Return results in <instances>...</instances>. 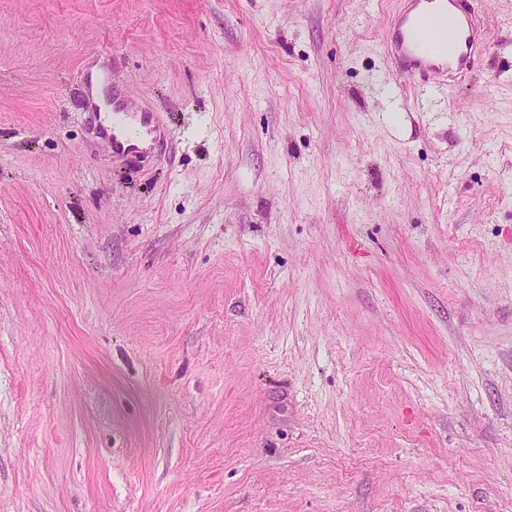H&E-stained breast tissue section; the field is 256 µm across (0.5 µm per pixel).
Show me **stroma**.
<instances>
[{"label":"stroma","mask_w":512,"mask_h":512,"mask_svg":"<svg viewBox=\"0 0 512 512\" xmlns=\"http://www.w3.org/2000/svg\"><path fill=\"white\" fill-rule=\"evenodd\" d=\"M398 7L0 0V512H512V0ZM483 17L473 0H401L385 32L397 73L425 87L431 74L465 77L484 50ZM427 41L436 49L426 48ZM102 133L112 142V153L154 152L160 140L159 121L150 112H130L126 103L112 92V113Z\"/></svg>","instance_id":"obj_1"}]
</instances>
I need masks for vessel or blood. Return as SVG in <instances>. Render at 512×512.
I'll use <instances>...</instances> for the list:
<instances>
[{
	"label": "vessel or blood",
	"instance_id": "vessel-or-blood-1",
	"mask_svg": "<svg viewBox=\"0 0 512 512\" xmlns=\"http://www.w3.org/2000/svg\"><path fill=\"white\" fill-rule=\"evenodd\" d=\"M483 17L473 0H401L385 32V47L397 73L426 85L429 75L466 76L484 50ZM159 121L150 112L129 111L113 98L102 133L115 154L154 152Z\"/></svg>",
	"mask_w": 512,
	"mask_h": 512
}]
</instances>
